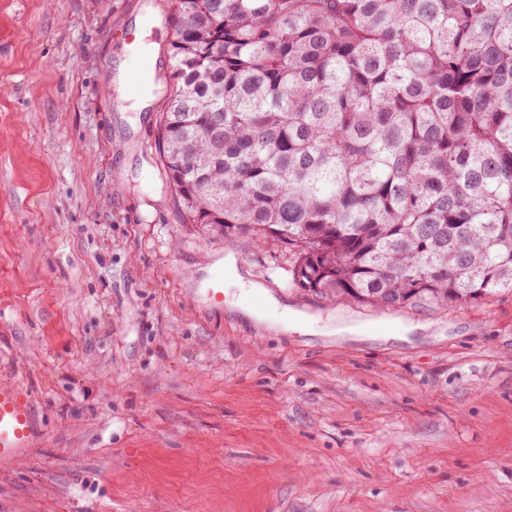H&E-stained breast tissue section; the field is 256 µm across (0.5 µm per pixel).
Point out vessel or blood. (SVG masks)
Returning <instances> with one entry per match:
<instances>
[{"instance_id": "1", "label": "vessel or blood", "mask_w": 512, "mask_h": 512, "mask_svg": "<svg viewBox=\"0 0 512 512\" xmlns=\"http://www.w3.org/2000/svg\"><path fill=\"white\" fill-rule=\"evenodd\" d=\"M42 434L24 385L0 381V471L10 472L27 456Z\"/></svg>"}]
</instances>
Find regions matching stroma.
I'll return each instance as SVG.
<instances>
[{
  "label": "stroma",
  "instance_id": "obj_1",
  "mask_svg": "<svg viewBox=\"0 0 512 512\" xmlns=\"http://www.w3.org/2000/svg\"><path fill=\"white\" fill-rule=\"evenodd\" d=\"M149 15L137 115L101 82ZM173 40L168 0H0V374L43 430L0 512H512V292L328 300L280 244L187 223L155 146ZM229 252L261 320L198 288Z\"/></svg>",
  "mask_w": 512,
  "mask_h": 512
}]
</instances>
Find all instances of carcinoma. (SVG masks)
Masks as SVG:
<instances>
[{
	"label": "carcinoma",
	"mask_w": 512,
	"mask_h": 512,
	"mask_svg": "<svg viewBox=\"0 0 512 512\" xmlns=\"http://www.w3.org/2000/svg\"><path fill=\"white\" fill-rule=\"evenodd\" d=\"M191 224L381 308L512 291V0H171Z\"/></svg>",
	"instance_id": "cac0c4a2"
}]
</instances>
